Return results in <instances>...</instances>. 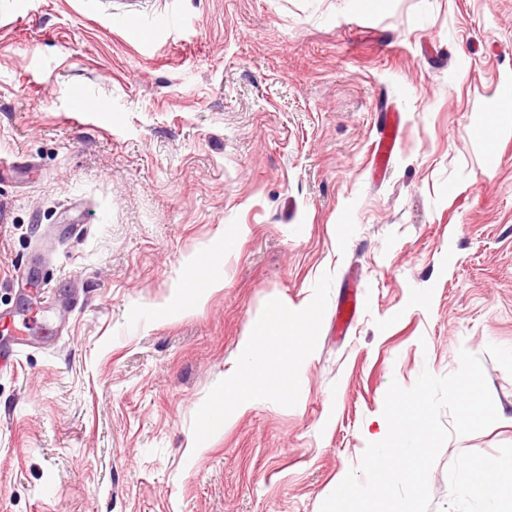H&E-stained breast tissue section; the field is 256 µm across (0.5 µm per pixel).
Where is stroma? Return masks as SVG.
I'll list each match as a JSON object with an SVG mask.
<instances>
[{"instance_id": "obj_1", "label": "stroma", "mask_w": 512, "mask_h": 512, "mask_svg": "<svg viewBox=\"0 0 512 512\" xmlns=\"http://www.w3.org/2000/svg\"><path fill=\"white\" fill-rule=\"evenodd\" d=\"M506 97L512 0H0V314L26 341L0 360V512H320L391 382L463 350L499 419L444 444L430 512H488L493 482L512 512ZM198 255L223 282L201 301ZM304 303L297 395L193 448L242 336ZM373 143L371 162L374 171L381 175L391 164L401 136V119L396 112H385ZM359 294V290L348 283L343 294L338 296L334 314L337 331L347 333L358 316V311L361 307Z\"/></svg>"}]
</instances>
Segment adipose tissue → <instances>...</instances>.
<instances>
[{"instance_id":"ef3b65f1","label":"adipose tissue","mask_w":512,"mask_h":512,"mask_svg":"<svg viewBox=\"0 0 512 512\" xmlns=\"http://www.w3.org/2000/svg\"><path fill=\"white\" fill-rule=\"evenodd\" d=\"M311 305H301L288 316L255 323L240 343V357L224 374V388L205 408L206 433L227 427L239 413L273 394V383H293L298 371L294 349H306L316 333Z\"/></svg>"}]
</instances>
